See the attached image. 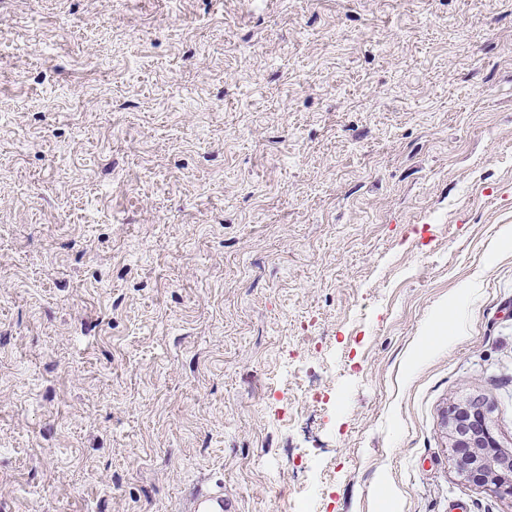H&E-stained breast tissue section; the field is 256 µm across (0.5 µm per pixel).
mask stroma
Returning a JSON list of instances; mask_svg holds the SVG:
<instances>
[{"label":"stroma","mask_w":512,"mask_h":512,"mask_svg":"<svg viewBox=\"0 0 512 512\" xmlns=\"http://www.w3.org/2000/svg\"><path fill=\"white\" fill-rule=\"evenodd\" d=\"M505 224L512 0H0V512H512ZM453 308V304H450L449 307L444 306L432 326L425 332L414 359L415 363L422 358L423 352L427 347L433 346L447 338L448 319L451 318L450 313ZM447 424L459 474L511 500L512 451L498 442L489 408L483 403H453L448 407ZM233 512L234 506L224 498L223 487H204L194 488L188 512Z\"/></svg>","instance_id":"1"}]
</instances>
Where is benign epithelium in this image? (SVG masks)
I'll return each instance as SVG.
<instances>
[{"instance_id": "1", "label": "benign epithelium", "mask_w": 512, "mask_h": 512, "mask_svg": "<svg viewBox=\"0 0 512 512\" xmlns=\"http://www.w3.org/2000/svg\"><path fill=\"white\" fill-rule=\"evenodd\" d=\"M447 424L459 474L501 498L512 499V451L498 442L489 408L483 403H453Z\"/></svg>"}]
</instances>
